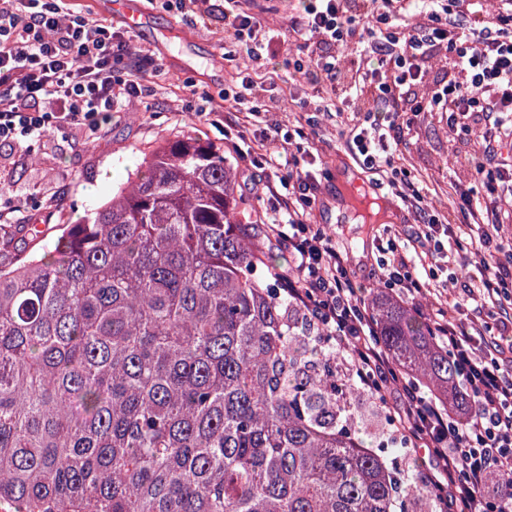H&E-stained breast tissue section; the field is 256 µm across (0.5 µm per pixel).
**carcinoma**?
Returning <instances> with one entry per match:
<instances>
[{"instance_id":"1","label":"carcinoma","mask_w":512,"mask_h":512,"mask_svg":"<svg viewBox=\"0 0 512 512\" xmlns=\"http://www.w3.org/2000/svg\"><path fill=\"white\" fill-rule=\"evenodd\" d=\"M245 210L224 150L177 136L43 251L0 241V512H436ZM370 303L398 375L472 408L414 308ZM360 405L361 414L365 420V425L362 427L363 431L368 435L373 448H377L380 435L386 426L384 415L377 404L365 397ZM366 427V428H365Z\"/></svg>"}]
</instances>
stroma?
I'll use <instances>...</instances> for the list:
<instances>
[{
    "label": "stroma",
    "instance_id": "35a3bbf8",
    "mask_svg": "<svg viewBox=\"0 0 512 512\" xmlns=\"http://www.w3.org/2000/svg\"><path fill=\"white\" fill-rule=\"evenodd\" d=\"M140 3L145 23L136 30L135 42L162 60L161 68L144 74L148 93L106 117L104 132L95 140L75 131L65 138L52 133L30 146L0 145V206L9 212L0 232L10 233L16 224H37L45 231L39 243L47 245L65 225L107 201L113 187L126 182L160 139L189 133L223 146L224 96L239 92L237 73L247 66L253 86L245 103L265 107L250 127L256 148L276 150L280 135L302 131L304 145L318 152L330 174L311 221L349 251L354 279L371 283L379 244L391 237L406 242L419 221L416 209L402 201H395L398 213L393 216L356 207L339 192L340 186L360 182L370 196L378 194L377 174L359 166L346 144L347 112L372 108L373 100H347L344 115L338 117L321 112L326 88L306 83L295 71L296 61L307 59L308 52L303 39L289 29L286 0H242L244 8L257 11L261 21L283 32L282 42L271 43L254 63L225 33L220 17L194 24L167 11L164 0ZM480 150L478 138L450 132L442 113L425 112L406 135L395 166L419 189L424 206L441 221L455 224L460 217L452 189L474 183L471 168L460 159ZM475 263V257L465 256L455 244H445L439 277L419 299V307H451L461 285L476 275Z\"/></svg>",
    "mask_w": 512,
    "mask_h": 512
}]
</instances>
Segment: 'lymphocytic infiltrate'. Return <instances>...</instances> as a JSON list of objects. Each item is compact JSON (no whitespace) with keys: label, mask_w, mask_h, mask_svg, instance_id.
Wrapping results in <instances>:
<instances>
[{"label":"lymphocytic infiltrate","mask_w":512,"mask_h":512,"mask_svg":"<svg viewBox=\"0 0 512 512\" xmlns=\"http://www.w3.org/2000/svg\"><path fill=\"white\" fill-rule=\"evenodd\" d=\"M293 31L307 47L346 45L356 31L374 40L377 66L364 77L371 95L390 105L385 120L354 114L348 146L372 172L388 173L406 132L421 113L442 112L462 135L478 132L483 153L471 158L484 189L475 198L456 189L461 223L423 217L430 250L388 241L377 281L403 299H415L430 283L417 265L437 266L443 241L468 235L477 247L482 277L467 285L455 305L429 311L439 341L448 348L475 406L459 417L429 398L416 382L398 377L373 329L366 287L349 272V256L335 237L311 224L320 185L328 172L303 144L276 155H255L246 134L229 146L245 163L267 170L265 186L277 206L262 227L266 237L286 243L292 267L282 282L312 326L336 352L346 354L347 371L367 395L386 404L389 424L405 454L426 456L422 482L433 488L440 512H512V310L502 299L512 291V240L496 241L492 229L512 208V0H497L492 11L476 0H300ZM423 13L425 24L387 31L396 19ZM224 30L250 56L276 37L249 11H224ZM136 55L137 69L117 74V61ZM444 60L449 80L426 93L433 59ZM151 50L132 48L124 32L105 21L69 12L66 0H0V144L40 141L54 131L101 133L99 117L119 112L142 97L143 69L156 66ZM414 92L413 105L405 95ZM387 186L403 201L411 195L396 178ZM494 318L477 325L476 316Z\"/></svg>","instance_id":"lymphocytic-infiltrate-1"}]
</instances>
